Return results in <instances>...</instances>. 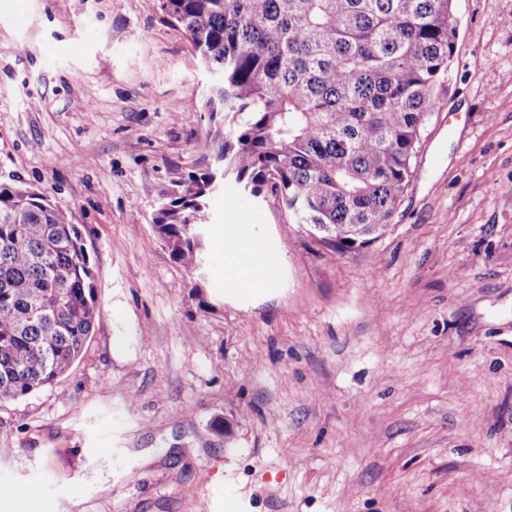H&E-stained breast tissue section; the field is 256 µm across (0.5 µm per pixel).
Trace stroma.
Listing matches in <instances>:
<instances>
[{
    "mask_svg": "<svg viewBox=\"0 0 512 512\" xmlns=\"http://www.w3.org/2000/svg\"><path fill=\"white\" fill-rule=\"evenodd\" d=\"M455 12L390 231L342 250L228 181L198 272L152 224L209 126L183 29L0 0V183L68 213L100 309L66 376L0 404V512H512V0ZM228 224L279 256L268 293L225 296Z\"/></svg>",
    "mask_w": 512,
    "mask_h": 512,
    "instance_id": "stroma-1",
    "label": "stroma"
}]
</instances>
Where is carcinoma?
Here are the masks:
<instances>
[{
    "label": "carcinoma",
    "mask_w": 512,
    "mask_h": 512,
    "mask_svg": "<svg viewBox=\"0 0 512 512\" xmlns=\"http://www.w3.org/2000/svg\"><path fill=\"white\" fill-rule=\"evenodd\" d=\"M213 75L201 169L157 189L156 233L189 269L216 184L274 197L341 248L394 223L459 37L455 0H161ZM99 310L81 234L0 183V403L64 377Z\"/></svg>",
    "instance_id": "carcinoma-1"
}]
</instances>
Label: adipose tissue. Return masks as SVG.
<instances>
[{"instance_id": "ef3b65f1", "label": "adipose tissue", "mask_w": 512, "mask_h": 512, "mask_svg": "<svg viewBox=\"0 0 512 512\" xmlns=\"http://www.w3.org/2000/svg\"><path fill=\"white\" fill-rule=\"evenodd\" d=\"M221 244L224 248V287L227 293L235 294L246 289L263 294L271 288V281L261 277L260 271L267 266L278 265L279 260L257 247L247 228L238 224L225 225Z\"/></svg>"}]
</instances>
